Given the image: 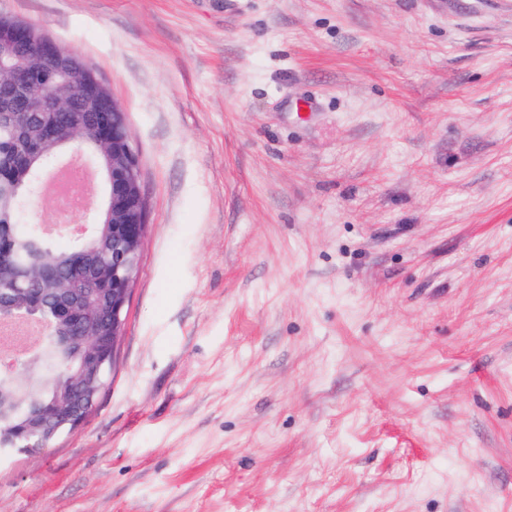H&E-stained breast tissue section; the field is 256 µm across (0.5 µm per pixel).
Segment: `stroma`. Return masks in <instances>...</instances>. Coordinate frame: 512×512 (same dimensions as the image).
Here are the masks:
<instances>
[{
  "label": "stroma",
  "instance_id": "1",
  "mask_svg": "<svg viewBox=\"0 0 512 512\" xmlns=\"http://www.w3.org/2000/svg\"><path fill=\"white\" fill-rule=\"evenodd\" d=\"M126 113L112 379L0 512H512V0H0Z\"/></svg>",
  "mask_w": 512,
  "mask_h": 512
}]
</instances>
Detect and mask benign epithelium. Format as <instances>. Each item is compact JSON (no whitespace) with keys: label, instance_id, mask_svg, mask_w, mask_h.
Listing matches in <instances>:
<instances>
[{"label":"benign epithelium","instance_id":"7a95c632","mask_svg":"<svg viewBox=\"0 0 512 512\" xmlns=\"http://www.w3.org/2000/svg\"><path fill=\"white\" fill-rule=\"evenodd\" d=\"M33 41L39 46L38 54L52 65L19 70L11 85L13 116L24 121L36 110L44 114V120L15 149L13 159L39 155L48 144L60 146L37 177L33 193L42 196L51 174L69 163H79L84 155L93 156L106 196L96 211L88 206L83 209L82 225L101 224L105 218L112 221V264L88 263L81 257L68 272L46 261L36 269L37 278L55 291V315L72 329L71 336L57 337L58 344L68 347L76 343L83 354L82 371L71 378L66 402L51 408L33 405L24 413L26 430L51 438L66 426L80 424L73 403L95 404L100 392L96 384L114 368L126 306L140 272L147 223L139 156L125 112L96 73L84 63L64 59L54 41L47 37L37 40L30 27L19 25L0 31V74L13 70L27 57L18 47ZM74 107L84 119L61 121L60 115ZM39 304L32 294L22 299L5 294L0 297V317L31 318Z\"/></svg>","mask_w":512,"mask_h":512}]
</instances>
